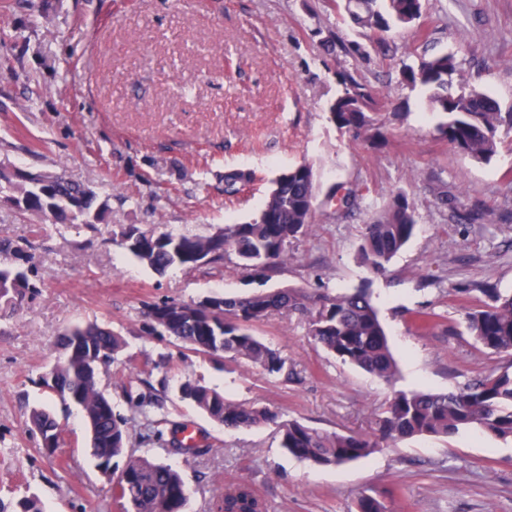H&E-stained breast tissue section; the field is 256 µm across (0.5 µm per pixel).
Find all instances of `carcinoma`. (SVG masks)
<instances>
[{
  "mask_svg": "<svg viewBox=\"0 0 512 512\" xmlns=\"http://www.w3.org/2000/svg\"><path fill=\"white\" fill-rule=\"evenodd\" d=\"M344 12L369 39L381 47L395 26L416 28L430 42L423 0H344ZM340 92L328 103L329 116L338 132L374 142L384 137L386 97L377 88L347 70L336 72ZM400 83L427 94L433 111L442 115L438 136L457 151L488 162L498 152L499 132L512 131V112L471 79L464 77L457 54L423 56L417 64H403ZM252 180L246 170L224 173V193L237 194ZM365 194L357 184L329 189L326 202L340 218L359 208ZM0 202L39 224H108L109 205L97 202L93 190L68 180L61 172L20 173L0 171ZM316 172L304 162L270 181L265 202L250 221L230 224L212 235H184L129 224L112 235L124 251L159 273L172 267L195 268L198 255L217 264L233 253L241 264L271 277L286 258L288 242L314 223ZM417 226L416 207L398 193L373 208L364 225L358 248L360 260L373 273H383L392 258L411 239ZM39 262L28 240L0 239V319L16 305L39 295L43 283ZM480 292L492 301L466 315V328L482 348L512 357V293L494 288ZM273 313H300L307 317L308 336L329 354L391 384L398 375L386 328L369 289L360 286L336 296L303 297L280 289L250 296H226L213 308L206 302H162L148 308L151 329L175 338L195 353L230 355L268 375L288 377L281 352L264 343L250 326ZM61 357L38 384L56 394L66 407L79 409L89 432L97 468L118 481L111 482L113 501L128 512H186L189 489L172 466L138 455L130 448L128 419L117 415L112 401L99 388L100 370L124 350L123 339L96 322L74 325L58 339ZM180 398L228 430L278 423L281 447L289 454L318 466H336L369 457L389 443L422 436L450 437L462 430H480L496 439L512 441V364L494 370L474 383L446 392L399 391L378 415L376 432L369 434L324 432L297 419L279 420V414L229 400L218 391L190 379L179 386ZM139 397L135 407L153 432L167 425L164 417L147 411ZM40 436V448L52 454L59 447V423L43 407L29 416ZM123 459V465L116 459ZM358 512H391L375 495L363 493ZM216 512H261L250 488L238 486L224 492ZM0 512H43L35 496H24L13 510L0 501Z\"/></svg>",
  "mask_w": 512,
  "mask_h": 512,
  "instance_id": "cac0c4a2",
  "label": "carcinoma"
}]
</instances>
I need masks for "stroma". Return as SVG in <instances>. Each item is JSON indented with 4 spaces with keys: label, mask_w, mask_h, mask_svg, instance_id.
I'll use <instances>...</instances> for the list:
<instances>
[{
    "label": "stroma",
    "mask_w": 512,
    "mask_h": 512,
    "mask_svg": "<svg viewBox=\"0 0 512 512\" xmlns=\"http://www.w3.org/2000/svg\"><path fill=\"white\" fill-rule=\"evenodd\" d=\"M432 41L395 29L390 51L346 54L368 45L333 0H45L31 24L26 0H0V165L59 171L110 205L99 230L50 224L34 232L0 205V237L31 239L40 257L41 295L0 322V498L36 495L44 512H120L95 465L76 408L44 394L38 377L56 362L65 328L94 321L118 333L125 349L99 386L128 418L131 446L178 469L190 489L187 512H210L213 495L248 484L265 512H356L362 493L393 512H512V442L474 430L416 437L368 458L322 467L288 455L277 424L229 432L188 402V379L228 399L277 410L328 432H372L394 390H446L512 362L481 349L465 328V294L487 282L512 291V133L490 163H478L439 138L425 94L400 84L399 69L423 52L454 51L465 76L512 112V0H427ZM355 73L384 91L392 116L372 145L327 120L336 73ZM319 192L339 182L368 187L384 201L405 192L419 222L382 274L358 259L361 208L343 218L317 209L271 278L236 256L219 265L157 273L118 247L111 233L129 224L175 234L210 235L252 218L269 183L301 162ZM251 171L236 196L224 172ZM482 221L460 223L455 208ZM368 287L386 326L399 376L388 386L307 337L301 315L273 314L253 333L294 371L272 378L244 361L188 350L151 333L149 303H189L219 293L248 296L276 288L333 296ZM435 316L429 331L410 321ZM156 401L169 424L144 429L130 395ZM52 411L62 427L53 455L27 424L29 407ZM200 436L196 454L176 450L182 426Z\"/></svg>",
    "instance_id": "35a3bbf8"
}]
</instances>
